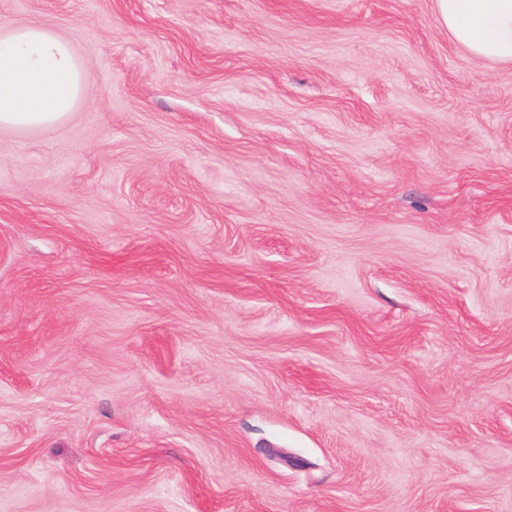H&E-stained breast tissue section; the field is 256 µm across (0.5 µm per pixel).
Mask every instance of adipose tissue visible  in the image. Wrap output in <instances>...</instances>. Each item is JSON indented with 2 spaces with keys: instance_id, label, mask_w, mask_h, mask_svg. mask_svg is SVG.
Returning a JSON list of instances; mask_svg holds the SVG:
<instances>
[{
  "instance_id": "obj_1",
  "label": "adipose tissue",
  "mask_w": 512,
  "mask_h": 512,
  "mask_svg": "<svg viewBox=\"0 0 512 512\" xmlns=\"http://www.w3.org/2000/svg\"><path fill=\"white\" fill-rule=\"evenodd\" d=\"M435 8L456 43L476 57L512 64V0H435ZM84 82L69 44L43 25L0 33V127L60 121Z\"/></svg>"
}]
</instances>
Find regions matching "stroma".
Masks as SVG:
<instances>
[{
	"mask_svg": "<svg viewBox=\"0 0 512 512\" xmlns=\"http://www.w3.org/2000/svg\"><path fill=\"white\" fill-rule=\"evenodd\" d=\"M88 82L0 128V512H512V65L434 0H0Z\"/></svg>",
	"mask_w": 512,
	"mask_h": 512,
	"instance_id": "stroma-1",
	"label": "stroma"
}]
</instances>
